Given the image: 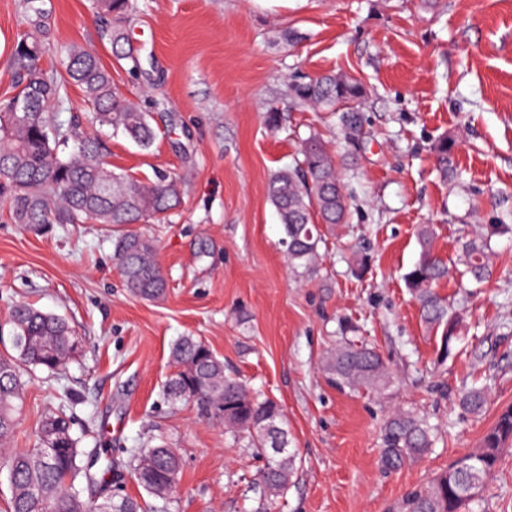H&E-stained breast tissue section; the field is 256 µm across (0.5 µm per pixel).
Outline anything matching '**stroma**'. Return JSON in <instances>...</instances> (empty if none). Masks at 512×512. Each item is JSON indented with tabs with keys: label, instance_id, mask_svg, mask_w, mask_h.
<instances>
[{
	"label": "stroma",
	"instance_id": "stroma-1",
	"mask_svg": "<svg viewBox=\"0 0 512 512\" xmlns=\"http://www.w3.org/2000/svg\"><path fill=\"white\" fill-rule=\"evenodd\" d=\"M46 7L42 67L63 46L95 51L157 133L142 149L100 129L113 168L170 173L182 202L166 222L137 227L167 281L154 300L127 290L104 226L37 230L0 208V324L26 301L64 316L80 342L64 377L39 371L26 385L11 447H33L44 413L65 404L81 447L107 452L128 494L133 450L164 440L181 458L167 512H252L261 460L225 435L221 413L161 394L172 344L197 336L282 407L297 470L272 512H397L476 448L512 406V234L493 237L488 281L439 285L463 318L450 355L403 275L419 258L420 225L452 262L466 239L512 224V0H136L122 23L140 49L135 75L115 63L89 0ZM25 29L24 0H0V98L13 91ZM334 72L366 87L355 129L289 95L291 83ZM312 135L336 159L350 217L322 225L316 266L295 272L267 184ZM443 135L456 141L445 180L430 151ZM345 342L376 347L390 391L327 383L323 358ZM472 383L487 394L475 414L457 399ZM410 407L438 434L424 456L385 472L380 429ZM475 509L512 512V449Z\"/></svg>",
	"mask_w": 512,
	"mask_h": 512
}]
</instances>
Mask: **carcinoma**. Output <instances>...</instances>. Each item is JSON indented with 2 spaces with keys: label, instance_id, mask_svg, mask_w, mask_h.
Segmentation results:
<instances>
[{
  "label": "carcinoma",
  "instance_id": "obj_1",
  "mask_svg": "<svg viewBox=\"0 0 512 512\" xmlns=\"http://www.w3.org/2000/svg\"><path fill=\"white\" fill-rule=\"evenodd\" d=\"M102 21L101 36L111 44L116 61L140 69L139 50L114 22L136 9L133 0H91ZM29 31L17 42L11 66L16 91L32 104L30 112L12 111L15 96L0 98V203L9 207L16 224H84L112 228V245L126 288L135 296L155 299L164 293L166 278L156 258L153 241L125 229L144 220L162 221L181 201L173 177L158 173L144 183L112 169L101 141L83 131L79 121L63 123L50 111L52 101H63L68 84L83 92L87 122L106 126L137 146L147 149L155 139L149 114L126 99L112 81V69L94 54L70 45L61 49V72L40 66L44 45L39 38L46 17L44 0H25ZM299 103H311L329 112L342 107L358 109L364 88L356 78L328 74L289 87ZM455 141L439 137L433 152L439 172L448 178L454 162ZM301 158L270 179L268 197L276 208L285 233L288 263L297 270L317 261L322 242L321 224H345L349 197L327 145L318 137L304 140ZM512 232L499 224L487 234L461 244V277L480 282L489 276L490 240ZM419 260L404 281L421 310L430 332L441 334L443 353L457 336L458 315L437 285L450 268L433 246L427 225L418 230ZM9 335L18 338L0 352V469L7 470L11 486L10 512H162L142 499L114 495L103 499L91 492L96 476L81 465L83 451L71 431V415L64 409L44 415L32 448L6 447L16 424L26 387V376L39 369L61 377L77 351L72 329L64 319L28 303L13 306ZM174 374L166 381L163 398L172 403L194 402L203 409L224 411V434L233 441L247 440L264 466L253 483L259 493L258 512L284 496L295 472V455L288 450V423L280 405L247 387L225 371L221 360L201 339L182 337L171 352ZM323 371L327 382L339 390H381L391 382L389 366L370 348L341 346L329 351ZM486 400L485 390L462 392V407L476 413ZM436 427L420 412L399 409L381 429L382 462L390 470L423 456L432 447ZM512 447V407L503 410L483 435L478 447L456 459L447 469L409 492L402 512H473L482 488L493 475L505 450ZM131 475L144 493L167 501L180 459L161 441L133 454Z\"/></svg>",
  "mask_w": 512,
  "mask_h": 512
}]
</instances>
